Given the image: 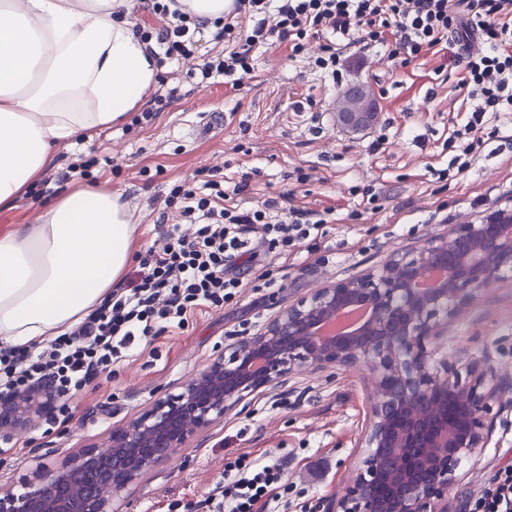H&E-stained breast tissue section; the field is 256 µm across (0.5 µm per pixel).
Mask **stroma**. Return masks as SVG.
<instances>
[{"mask_svg":"<svg viewBox=\"0 0 512 512\" xmlns=\"http://www.w3.org/2000/svg\"><path fill=\"white\" fill-rule=\"evenodd\" d=\"M454 57L451 50L429 52L402 67L376 47L359 52L337 84L306 59L291 58L287 45L265 46L254 53L251 78L236 88L220 76L196 87L167 62L158 76L181 84L180 101L151 122L127 120L93 142L59 147L56 171L81 157L91 162L90 183L105 181L122 193L138 226L139 260L166 226L178 223L176 210L163 204L171 189L202 186L215 173L225 192L242 182L257 200L290 190L297 207L332 209L335 221L317 241L273 259L275 285L246 289L223 309L162 333L116 365L111 378H99L96 389L75 396L69 429L48 430L42 419L16 436L13 453L0 456V492L22 493L21 480L37 459L59 463L83 445L102 442L158 396L178 392L226 345L315 288L365 273L426 234L512 205V116L502 115L499 133L465 155L463 174L449 172L463 155L453 133L471 105L457 87ZM357 84L371 88L378 112L367 130L348 133L333 107L344 88ZM302 173L310 177L304 185L297 181ZM371 187L381 193L372 204L366 200ZM442 324L436 359L491 368L500 386L487 446L448 489V512H468V501L497 471L512 467V277ZM371 390L368 369L354 366L303 372L282 388L255 393L129 486L120 496L123 512H186L187 503L204 499L228 463L242 456L287 464L289 487L276 512H326L363 454Z\"/></svg>","mask_w":512,"mask_h":512,"instance_id":"1","label":"stroma"}]
</instances>
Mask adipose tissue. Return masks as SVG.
Returning <instances> with one entry per match:
<instances>
[{
	"mask_svg": "<svg viewBox=\"0 0 512 512\" xmlns=\"http://www.w3.org/2000/svg\"><path fill=\"white\" fill-rule=\"evenodd\" d=\"M132 0H0V206L156 84ZM137 226L120 192L72 187L38 223L0 231V347L36 348L82 322L129 265Z\"/></svg>",
	"mask_w": 512,
	"mask_h": 512,
	"instance_id": "obj_1",
	"label": "adipose tissue"
}]
</instances>
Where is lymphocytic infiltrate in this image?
<instances>
[{
  "mask_svg": "<svg viewBox=\"0 0 512 512\" xmlns=\"http://www.w3.org/2000/svg\"><path fill=\"white\" fill-rule=\"evenodd\" d=\"M150 7L162 24L139 30V37L164 59L189 60L202 24L162 0H150ZM247 18L253 22L248 29L242 26ZM452 38L462 47L456 56L459 84L472 102L465 132L477 143L486 126L512 112V0H236L212 36L224 50L202 64L201 74L240 84L254 70L255 48L284 43L292 57L339 81L356 45L382 47L388 59L407 64ZM313 40L319 43L314 53ZM292 201L288 193L238 200L214 180L199 188L174 186L165 204L178 207L182 222L167 229L159 249L140 261L125 286L58 336L50 351L0 348V405L47 379L60 394L76 396L142 342L184 329L197 310L223 309L249 287L242 270L260 252L287 255L328 224L329 211L299 209ZM185 223L194 225L193 234L182 232ZM234 468V478L218 482L206 498L213 512H269L288 489L281 464L238 461ZM469 512H512V467L498 472Z\"/></svg>",
  "mask_w": 512,
  "mask_h": 512,
  "instance_id": "lymphocytic-infiltrate-1",
  "label": "lymphocytic infiltrate"
}]
</instances>
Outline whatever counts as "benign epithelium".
<instances>
[{
  "instance_id": "benign-epithelium-1",
  "label": "benign epithelium",
  "mask_w": 512,
  "mask_h": 512,
  "mask_svg": "<svg viewBox=\"0 0 512 512\" xmlns=\"http://www.w3.org/2000/svg\"><path fill=\"white\" fill-rule=\"evenodd\" d=\"M437 269L446 277L420 287ZM511 274V207L431 234L379 268L327 283L281 310L262 330L225 348L179 393L154 399L105 444L56 466L38 461L36 482L23 494H0V512H118V494L249 396L302 372L358 364L373 375L367 451L332 512H447L448 485L488 442L492 392L489 370L468 364L463 378L458 368L433 361L439 317ZM350 307L367 316L333 335L319 334ZM55 396L45 386L1 410L4 437L37 423Z\"/></svg>"
}]
</instances>
